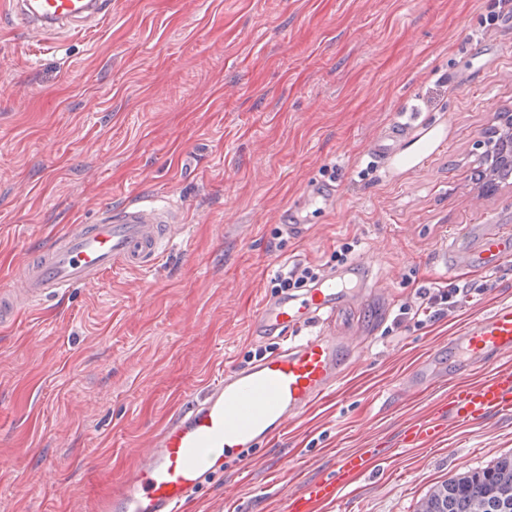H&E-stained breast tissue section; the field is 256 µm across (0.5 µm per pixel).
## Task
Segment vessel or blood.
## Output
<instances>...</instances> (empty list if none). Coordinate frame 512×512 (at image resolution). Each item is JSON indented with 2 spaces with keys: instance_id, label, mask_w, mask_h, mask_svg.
<instances>
[{
  "instance_id": "vessel-or-blood-1",
  "label": "vessel or blood",
  "mask_w": 512,
  "mask_h": 512,
  "mask_svg": "<svg viewBox=\"0 0 512 512\" xmlns=\"http://www.w3.org/2000/svg\"><path fill=\"white\" fill-rule=\"evenodd\" d=\"M10 13L22 21L28 40L39 43L55 28L84 16L105 17L106 0H8ZM422 125L394 121L372 138L364 153L372 166L405 164L401 147L422 140ZM340 184L316 181L308 203L335 202ZM283 233L303 237L307 226L300 208L283 211ZM185 231L171 205L142 204L101 209L90 224H66L40 250L26 253L15 267L9 287L0 289V326L23 311L65 294L100 284L117 269L154 266ZM512 258V230L490 221L473 224L464 243L437 254L448 271L488 272ZM376 254L357 255L343 268L329 271L303 293L265 301L252 320L254 333L273 336L282 348L246 369H231L208 383L202 396L191 397L135 448L136 466L120 487L99 500L96 512H182L225 461L242 449L286 433L293 422L331 396L337 382L356 367L386 317L390 297L373 287ZM366 304L372 326L351 336H329L324 326L340 309ZM456 378L445 401L405 425L399 444L426 448L442 437L446 424L468 427L494 414L512 413V303L470 319L440 354L419 364L405 391L416 398L436 379ZM374 448L342 456L330 474L300 485L288 497L287 512H313L332 503L354 479L373 471Z\"/></svg>"
}]
</instances>
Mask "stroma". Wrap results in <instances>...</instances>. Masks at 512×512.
Segmentation results:
<instances>
[{
  "label": "stroma",
  "instance_id": "35a3bbf8",
  "mask_svg": "<svg viewBox=\"0 0 512 512\" xmlns=\"http://www.w3.org/2000/svg\"><path fill=\"white\" fill-rule=\"evenodd\" d=\"M0 0V285L24 253L101 207L168 199L185 226L149 271H122L0 328V512H94L136 463L135 445L182 396L279 342L252 319L291 262L325 268L346 240L379 258L390 314L416 282L448 279L437 253L482 216L512 217V184L472 168L494 113L512 111V27L482 34L503 0H112L81 31L28 43ZM405 113L426 124L425 166L370 167L363 149ZM336 181L330 206L308 185ZM303 203L308 235L278 213ZM487 290L428 326H379L333 398L229 464L188 512H286L297 485L379 440L370 476L324 512H416L463 469L512 454V414L397 442L447 395L401 384L469 319L512 303V259ZM32 453L20 456L16 447ZM237 487L226 500L225 486Z\"/></svg>",
  "mask_w": 512,
  "mask_h": 512
}]
</instances>
